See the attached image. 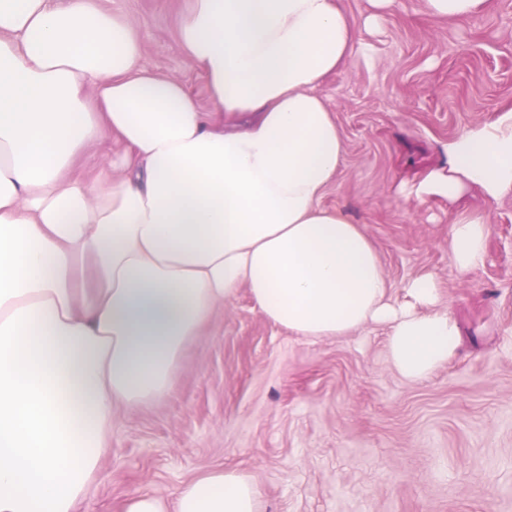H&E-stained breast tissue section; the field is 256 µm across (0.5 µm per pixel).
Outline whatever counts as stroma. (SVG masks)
<instances>
[{"mask_svg": "<svg viewBox=\"0 0 512 512\" xmlns=\"http://www.w3.org/2000/svg\"><path fill=\"white\" fill-rule=\"evenodd\" d=\"M134 22L146 69L182 81L212 111L205 79L177 43L189 0H99ZM368 57L324 78L344 160L322 199L364 225L391 284L430 273L460 343L420 381L389 362L387 330L311 340L266 319L247 290L184 349L157 404L115 414L91 497L76 512H121L146 490L170 499L201 474L234 470L259 512H512V192L491 213L486 257L451 269L446 201L403 205L402 181L445 165L450 139L512 107V0L466 21H436L400 0Z\"/></svg>", "mask_w": 512, "mask_h": 512, "instance_id": "35a3bbf8", "label": "stroma"}]
</instances>
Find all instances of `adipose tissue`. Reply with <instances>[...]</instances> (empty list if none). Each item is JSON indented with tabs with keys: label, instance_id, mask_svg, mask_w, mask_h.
<instances>
[{
	"label": "adipose tissue",
	"instance_id": "adipose-tissue-1",
	"mask_svg": "<svg viewBox=\"0 0 512 512\" xmlns=\"http://www.w3.org/2000/svg\"><path fill=\"white\" fill-rule=\"evenodd\" d=\"M395 2L356 20L339 0H190L178 45L211 116L145 70L136 26L95 0H0V512H74L116 410L164 399L186 343L239 290L304 338L388 326L406 379L447 363L458 330L437 278H410L395 304L363 225L321 204L345 149L318 86L366 54ZM112 140L89 183L78 160ZM447 154L400 198L447 200L462 275L491 222L463 198L512 192V108ZM122 512H258V491L214 470L168 501L132 492Z\"/></svg>",
	"mask_w": 512,
	"mask_h": 512
}]
</instances>
